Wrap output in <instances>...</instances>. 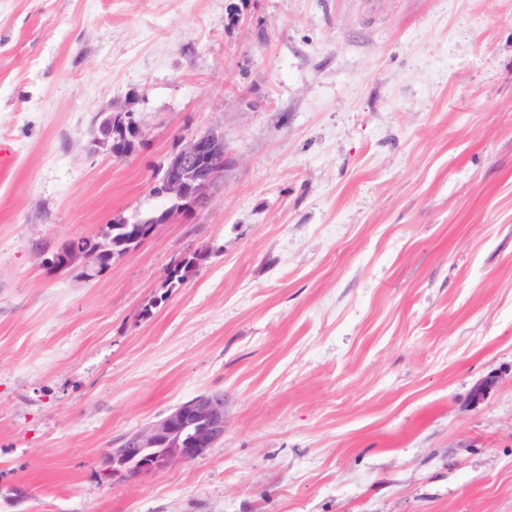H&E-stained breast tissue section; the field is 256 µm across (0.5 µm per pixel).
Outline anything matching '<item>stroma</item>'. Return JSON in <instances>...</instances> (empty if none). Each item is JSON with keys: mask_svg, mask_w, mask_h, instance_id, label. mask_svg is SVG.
Masks as SVG:
<instances>
[{"mask_svg": "<svg viewBox=\"0 0 512 512\" xmlns=\"http://www.w3.org/2000/svg\"><path fill=\"white\" fill-rule=\"evenodd\" d=\"M119 108L123 160L90 148ZM209 129L239 163L206 213L40 268L165 209ZM1 145L0 512H512V0H0ZM211 392L205 455L103 478ZM144 220L141 219L135 224H127L126 221H118L112 224H106L108 230V239L107 241L103 240L100 237L99 233L94 234L92 236L82 237L86 246L92 251H98L102 248L105 242L108 243L109 247L112 249V257L113 255H120L124 252L127 245L125 242H129L135 231L137 230L136 224H140V222ZM38 257L48 274H53L61 265L79 266L84 270L87 278H94L108 270V267L102 266L96 253L85 250L77 240L69 241L66 253L39 249Z\"/></svg>", "mask_w": 512, "mask_h": 512, "instance_id": "1", "label": "stroma"}]
</instances>
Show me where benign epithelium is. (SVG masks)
<instances>
[{
  "instance_id": "obj_1",
  "label": "benign epithelium",
  "mask_w": 512,
  "mask_h": 512,
  "mask_svg": "<svg viewBox=\"0 0 512 512\" xmlns=\"http://www.w3.org/2000/svg\"><path fill=\"white\" fill-rule=\"evenodd\" d=\"M111 136L112 118L107 117L97 129L93 145L106 147L119 160L133 154L116 142L110 143ZM237 163L224 136L215 130L180 139L153 177L154 186L171 207L144 226L138 241L152 237L160 225L175 216L191 220L207 212L214 194ZM38 257L50 274L62 265L79 266L88 278L108 270L97 254L85 250L76 240L69 241L64 253L40 249ZM223 438L224 394H201L124 437L121 446L112 449V469L124 473L130 481H138L196 459Z\"/></svg>"
}]
</instances>
